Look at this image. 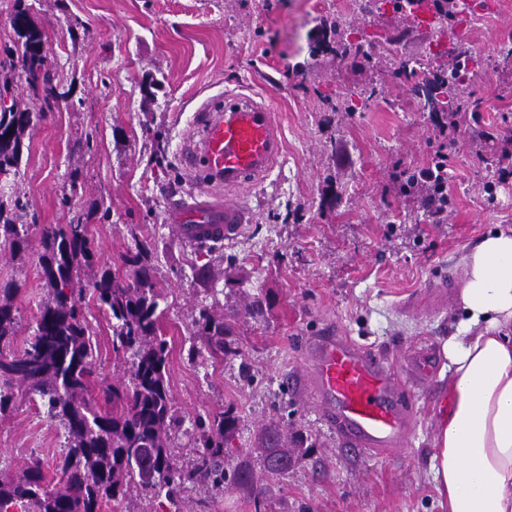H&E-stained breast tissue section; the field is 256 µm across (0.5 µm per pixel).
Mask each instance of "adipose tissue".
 <instances>
[{
    "label": "adipose tissue",
    "instance_id": "obj_1",
    "mask_svg": "<svg viewBox=\"0 0 512 512\" xmlns=\"http://www.w3.org/2000/svg\"><path fill=\"white\" fill-rule=\"evenodd\" d=\"M466 318L445 341L448 412L431 469L446 512H512V233L462 257Z\"/></svg>",
    "mask_w": 512,
    "mask_h": 512
}]
</instances>
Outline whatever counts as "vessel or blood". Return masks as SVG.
<instances>
[{"label": "vessel or blood", "mask_w": 512, "mask_h": 512, "mask_svg": "<svg viewBox=\"0 0 512 512\" xmlns=\"http://www.w3.org/2000/svg\"><path fill=\"white\" fill-rule=\"evenodd\" d=\"M283 148V134L266 101L244 93L201 102L184 155L186 166L201 175L206 195L191 194L172 215L181 242L208 246L237 237L247 213L222 193L265 179ZM446 278L424 284L419 306L439 309L448 303ZM433 349L408 351L401 358L368 353L346 337L322 331L304 344L303 370L290 379L293 392L305 395L333 431L339 446L355 455L391 454L408 445L414 413L411 393L432 378Z\"/></svg>", "instance_id": "vessel-or-blood-1"}]
</instances>
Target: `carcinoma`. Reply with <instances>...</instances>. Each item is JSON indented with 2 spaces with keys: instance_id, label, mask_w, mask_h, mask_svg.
<instances>
[{
  "instance_id": "cac0c4a2",
  "label": "carcinoma",
  "mask_w": 512,
  "mask_h": 512,
  "mask_svg": "<svg viewBox=\"0 0 512 512\" xmlns=\"http://www.w3.org/2000/svg\"><path fill=\"white\" fill-rule=\"evenodd\" d=\"M15 17L20 19L15 28L22 38L24 72L35 79L42 73L43 36L25 12ZM421 92L433 105L457 102L452 74ZM30 122L28 112H0V175L17 167ZM23 218L18 208L10 209L0 199V240L13 254L26 250L35 228ZM40 239L38 264L50 297L39 308L33 333L20 352L12 347L17 289L0 287V415L14 402V389L24 386L40 397L48 416L62 424L67 445L49 483L37 464L14 478L1 477L0 512L18 507L23 512H100L103 502L123 500L132 484L165 494L174 512H180L188 482L248 486V469L224 467V439L235 427L233 416L221 413L210 421H194L199 435L191 467L179 464L170 450L171 432L181 418L166 381L168 344L158 336L159 302L147 265L149 246L138 243L124 256L122 275L99 265L84 224L44 226ZM87 291L94 305L115 320L113 351L130 357L128 381L103 390L112 402L107 411L98 408L91 395L95 350L84 304ZM195 326L206 349L224 356L233 352L227 341L229 326L215 320L208 306H201ZM268 440L264 469L272 475L287 472L295 449L280 447L277 433Z\"/></svg>"
}]
</instances>
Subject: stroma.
Returning <instances> with one entry per match:
<instances>
[{"label":"stroma","mask_w":512,"mask_h":512,"mask_svg":"<svg viewBox=\"0 0 512 512\" xmlns=\"http://www.w3.org/2000/svg\"><path fill=\"white\" fill-rule=\"evenodd\" d=\"M469 19L452 10L442 41L434 25L402 16L388 0H0V90L32 115L21 161L0 176L27 223L86 224L100 261L121 269L137 243L155 257L160 334L167 340L169 394L185 419L172 442L193 455L197 418H237L225 464L249 465L250 488L190 483L182 512H444L430 458L448 408V366L417 390L409 447L359 458L339 448L288 378L300 343L325 324L372 352L414 344L442 347L463 317L460 300L414 314L403 303L432 277H462L461 258L487 234L512 231V179L499 181L484 133L512 137V0ZM40 30L45 77L28 83L13 16ZM346 29L332 51L320 31ZM478 58L463 74V99L478 122L461 124L449 152L448 214L436 221L411 197L389 191L392 166L426 165L432 112L422 108L401 63L447 66L450 43ZM297 72L287 75V65ZM248 91L271 100L284 147L266 179L236 192L252 215L236 239L208 248L182 244L169 214L197 185L181 150L203 97ZM361 92L356 110L344 103ZM39 235L26 252L0 247V286L19 289L14 350L32 334L48 298ZM207 270L204 291L196 280ZM260 300L263 316L247 314ZM222 315L239 354L190 356L200 346V305ZM92 395L126 381L129 362L112 351V320L94 311ZM279 429L296 455L288 472H264L257 457ZM65 446L39 397L17 394L0 417V474L40 462L46 480Z\"/></svg>","instance_id":"1"}]
</instances>
